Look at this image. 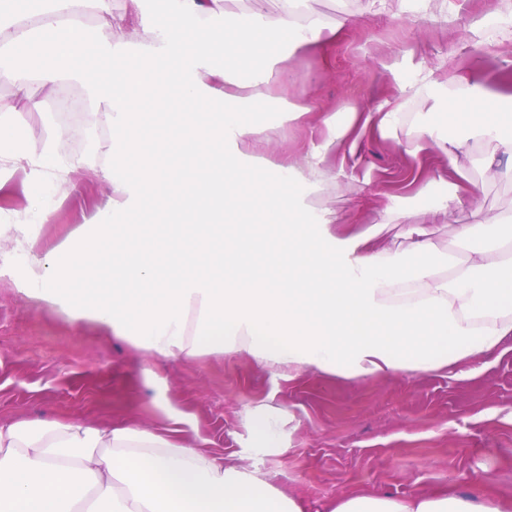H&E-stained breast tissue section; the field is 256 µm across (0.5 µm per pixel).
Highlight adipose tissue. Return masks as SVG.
<instances>
[{
  "label": "adipose tissue",
  "instance_id": "ef3b65f1",
  "mask_svg": "<svg viewBox=\"0 0 512 512\" xmlns=\"http://www.w3.org/2000/svg\"><path fill=\"white\" fill-rule=\"evenodd\" d=\"M121 15L106 0H45L36 24L24 23L15 0H0V79L14 83L0 102V154L32 168L28 184L41 198L67 172L52 143L38 158L8 119L31 105L34 88L55 89L74 74L85 32L78 18L98 10L115 30L133 24L149 44L130 50L123 39L103 45L121 68H103L92 92L111 129L106 176L112 186L97 224L62 255L33 270L28 293L56 301L83 285L94 266L104 287L74 305L73 320L90 318L152 356L193 358L204 353H245L288 371L315 369L351 378L442 372L466 376L477 354L512 342V241L475 252L442 274L438 249L424 228L404 250H375L368 234L336 239L329 225L342 215L319 195L330 176L321 166L351 126L320 116L326 131L320 149L303 167H251L264 125L240 123V82L224 54L247 64L254 93L267 72L299 51L336 41L343 23L327 25L306 11L307 0H280L271 16L258 12L227 18L224 0H168L171 24L160 26L148 0H128ZM46 43L48 63L19 74L6 50ZM176 58V67L163 60ZM146 89L158 128L182 140L184 164L151 159L136 131L143 114L135 93ZM432 90L435 106L461 117L464 133L436 136L448 156L468 153L471 142L496 140L506 161L495 168L512 180V134L503 133L489 107L512 112V97L489 104L479 86ZM137 177H126L131 163ZM148 198L156 199L161 250L180 270L144 258L141 224L116 227ZM241 234L215 236L226 212ZM493 276L479 279V272ZM0 512H303L296 499L257 472L146 428H83L63 421L0 425ZM329 512H504L494 497L456 493L396 499L353 495Z\"/></svg>",
  "mask_w": 512,
  "mask_h": 512
}]
</instances>
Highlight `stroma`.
<instances>
[{
  "mask_svg": "<svg viewBox=\"0 0 512 512\" xmlns=\"http://www.w3.org/2000/svg\"><path fill=\"white\" fill-rule=\"evenodd\" d=\"M448 21L425 14L420 0H308L306 8L325 22L349 19L336 42L296 53L267 77L268 94L245 99L237 117L245 124L271 126L259 155L291 164L318 148L324 130L310 116L294 117L293 79L304 82L308 98L322 112L346 118L383 103L397 107V129L379 134L353 125L355 152L330 150L326 165L338 176L324 195L347 221L330 225L339 238L377 222L379 248L404 240L406 208L431 206L453 189L472 196V206L449 208L428 217L432 241L461 260L485 241L459 240L462 224H488L512 212V181L486 170L498 156L496 141L473 145L449 159L412 125L455 134V123L433 110L426 95L409 91L418 72L443 83L476 82L490 94L512 95V0H450ZM88 110L69 140L55 148L68 172L50 202V224H25L33 207L30 168L0 163V226L9 234L0 245V424L64 419L83 427L137 424L166 431L175 416L191 417L188 444L262 474L304 512H328L353 493L410 498L455 492L474 497L493 490L512 498V352L483 353L477 374L451 381L440 373L358 378L307 370L287 375L251 357L206 354L160 359L112 335L98 324L74 322L67 309L28 297L31 266L61 252L82 227L96 220L111 194L103 171L104 122L86 80L70 84ZM19 130H36L29 151H42V133L63 126L57 99L37 93L33 106L10 114ZM25 232H16V224ZM273 412L280 445L254 453L251 413ZM488 487L474 485L480 470Z\"/></svg>",
  "mask_w": 512,
  "mask_h": 512,
  "instance_id": "35a3bbf8",
  "label": "stroma"
}]
</instances>
